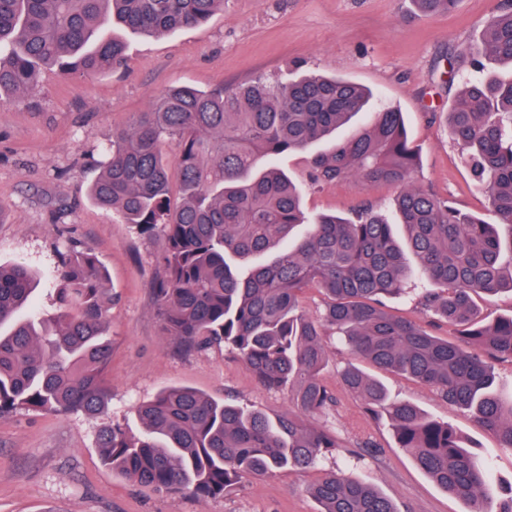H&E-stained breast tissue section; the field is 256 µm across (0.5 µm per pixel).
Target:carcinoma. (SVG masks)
<instances>
[{
	"label": "carcinoma",
	"mask_w": 512,
	"mask_h": 512,
	"mask_svg": "<svg viewBox=\"0 0 512 512\" xmlns=\"http://www.w3.org/2000/svg\"><path fill=\"white\" fill-rule=\"evenodd\" d=\"M415 14L450 12L457 0H411ZM224 0H0V101L37 91L43 67L86 78L120 68L125 41L115 28L162 35L205 22ZM512 67V0H499L447 113L451 138L483 185L498 223L458 209L416 183L418 154L395 109L355 126L370 92L340 78L302 73L257 78L216 90L170 87L152 99L103 149L88 195L137 233L159 238L161 273L153 293L163 331L184 351L225 347L269 390L291 395L294 410L270 416L189 387L161 390L140 404L138 436L120 424L100 429L101 458L153 491L224 496L253 475L292 469L302 476L322 458L353 453L306 418L336 399L321 383L325 330L375 367L408 376L467 412L512 449V397L495 384L493 362H512V314L486 324L473 298L512 292V79L483 60ZM175 140L173 159L163 144ZM311 155L312 188L355 178L398 188L395 218L365 203L353 216L305 217L302 189L276 164ZM419 280L422 308L459 327L454 342L389 314L386 300ZM36 276L0 264V418L18 411L105 410L102 374L115 297L90 249L74 251L49 279L54 312L32 309ZM328 297L316 319L300 295ZM346 388L383 413L398 443L468 512H512V495L488 492V467L464 449L446 422L389 398L385 387L348 365ZM306 490L318 512H398L391 499L328 470Z\"/></svg>",
	"instance_id": "obj_1"
}]
</instances>
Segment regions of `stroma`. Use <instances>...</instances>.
<instances>
[{"label": "stroma", "mask_w": 512, "mask_h": 512, "mask_svg": "<svg viewBox=\"0 0 512 512\" xmlns=\"http://www.w3.org/2000/svg\"><path fill=\"white\" fill-rule=\"evenodd\" d=\"M497 0H459L445 15L411 17L410 0H224L203 24L156 37L126 38V67L70 79L40 74L38 91L0 104V263H23L48 274L73 250L90 248L106 286L117 294L107 334L112 356L104 377V414L20 411L0 418V512H317L295 471L243 479L223 497L201 500L141 487L106 466L98 430L121 424L137 435L134 411L161 390L188 386L276 415L287 393L264 389L230 350L185 352L162 332L152 291L159 238L145 237L94 204L86 187L98 172L112 131L146 111L160 90L179 84L214 89L303 70L336 75L370 88L372 110L402 112L419 164L416 183L463 211L496 223L488 199L471 181L462 149L450 137L445 111L469 75V53ZM455 77H447L448 67ZM396 188L346 179L307 189V213L350 215L361 201L388 204ZM323 383L336 397L319 425L351 449L372 442L381 455L335 457L339 467L390 497L400 512H468L467 503L436 485L395 443L385 418L367 411L340 372L353 357L334 332L324 338ZM391 399L450 422L466 447L491 470L490 492L512 489V451L435 390L362 363Z\"/></svg>", "instance_id": "obj_1"}]
</instances>
